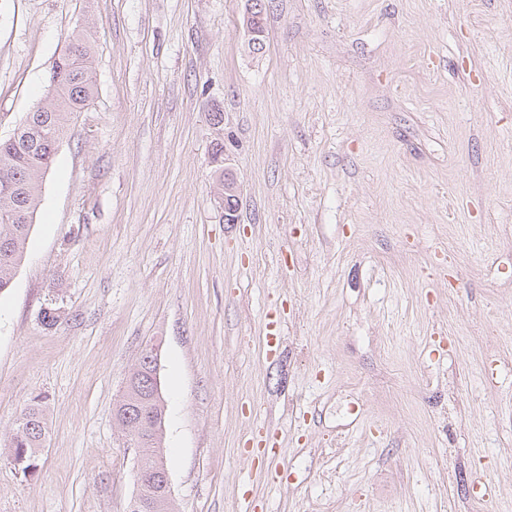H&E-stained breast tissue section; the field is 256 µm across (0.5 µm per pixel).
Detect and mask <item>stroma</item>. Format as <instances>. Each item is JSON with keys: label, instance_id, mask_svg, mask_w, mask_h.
I'll return each instance as SVG.
<instances>
[{"label": "stroma", "instance_id": "1", "mask_svg": "<svg viewBox=\"0 0 512 512\" xmlns=\"http://www.w3.org/2000/svg\"><path fill=\"white\" fill-rule=\"evenodd\" d=\"M246 12L0 0V138L75 30L98 88L0 292V443L48 403L0 512H125L114 411L151 344L176 512H512V0H266L259 51ZM211 163L217 176L218 195L223 196L224 202V221L228 224H234L237 220V212L239 209L241 188L237 177L229 166H226V158H224V143L222 141L213 144L211 152ZM222 191V193H221ZM46 401L41 395L34 396L30 403L20 412L13 433L5 447L11 449L14 456L15 468L25 479L34 478L38 474V453L43 447L47 433L45 419Z\"/></svg>", "mask_w": 512, "mask_h": 512}]
</instances>
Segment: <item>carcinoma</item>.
Segmentation results:
<instances>
[{
    "label": "carcinoma",
    "mask_w": 512,
    "mask_h": 512,
    "mask_svg": "<svg viewBox=\"0 0 512 512\" xmlns=\"http://www.w3.org/2000/svg\"><path fill=\"white\" fill-rule=\"evenodd\" d=\"M93 47L80 32L72 33L69 50L55 62L57 83L52 87L53 103L27 114L13 134L0 139V177L8 178L11 190L0 193V292L8 288L19 266L33 226L41 197L43 178L64 135L68 115L81 112L95 93ZM211 160L218 191L224 190V143L213 144ZM151 363L140 357L126 381L116 405L121 420L135 421L141 416L158 417L165 413L162 397L149 393ZM46 401L34 396L20 412L19 423L5 447L10 449L15 467L26 479L38 474V456L32 449L43 447L47 433ZM164 432L138 434L143 464L152 468L167 465L163 455Z\"/></svg>",
    "instance_id": "obj_1"
}]
</instances>
